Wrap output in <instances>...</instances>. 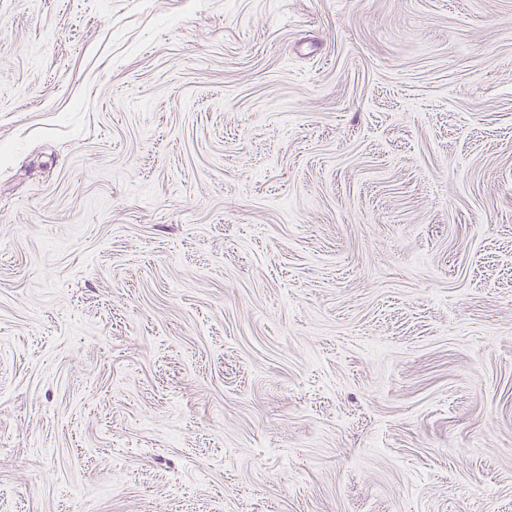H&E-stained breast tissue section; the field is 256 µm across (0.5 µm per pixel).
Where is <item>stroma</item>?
I'll return each instance as SVG.
<instances>
[{
  "mask_svg": "<svg viewBox=\"0 0 512 512\" xmlns=\"http://www.w3.org/2000/svg\"><path fill=\"white\" fill-rule=\"evenodd\" d=\"M0 512H512V0H0Z\"/></svg>",
  "mask_w": 512,
  "mask_h": 512,
  "instance_id": "stroma-1",
  "label": "stroma"
}]
</instances>
